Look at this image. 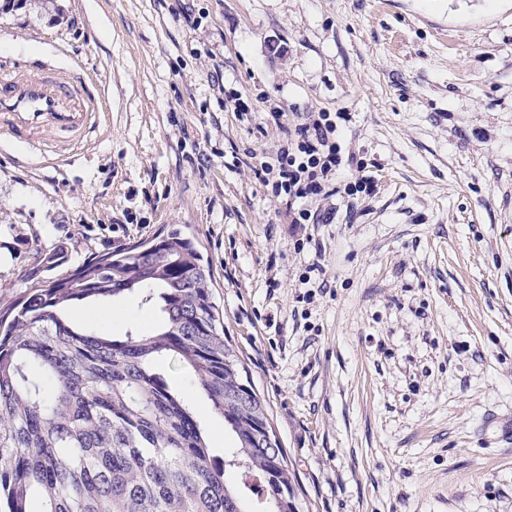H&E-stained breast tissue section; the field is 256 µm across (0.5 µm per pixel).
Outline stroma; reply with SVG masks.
Wrapping results in <instances>:
<instances>
[{
	"label": "stroma",
	"instance_id": "35a3bbf8",
	"mask_svg": "<svg viewBox=\"0 0 512 512\" xmlns=\"http://www.w3.org/2000/svg\"><path fill=\"white\" fill-rule=\"evenodd\" d=\"M74 61L109 120L48 161L0 137V308L55 249L194 237L300 512H512L484 427L512 419V0H0L1 68ZM310 112L348 113L376 189L292 224L254 169ZM70 316L160 319L133 295Z\"/></svg>",
	"mask_w": 512,
	"mask_h": 512
}]
</instances>
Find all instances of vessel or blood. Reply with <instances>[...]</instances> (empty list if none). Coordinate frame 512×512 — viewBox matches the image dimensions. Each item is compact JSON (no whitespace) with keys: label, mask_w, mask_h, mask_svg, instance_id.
Wrapping results in <instances>:
<instances>
[{"label":"vessel or blood","mask_w":512,"mask_h":512,"mask_svg":"<svg viewBox=\"0 0 512 512\" xmlns=\"http://www.w3.org/2000/svg\"><path fill=\"white\" fill-rule=\"evenodd\" d=\"M88 81L79 67L0 69V135L39 142L46 152L81 149L87 134L103 127L106 118V105L90 96Z\"/></svg>","instance_id":"b4317fda"}]
</instances>
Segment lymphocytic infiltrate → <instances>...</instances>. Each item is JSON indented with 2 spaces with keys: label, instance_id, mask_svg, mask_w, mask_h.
Returning a JSON list of instances; mask_svg holds the SVG:
<instances>
[{
  "label": "lymphocytic infiltrate",
  "instance_id": "lymphocytic-infiltrate-1",
  "mask_svg": "<svg viewBox=\"0 0 512 512\" xmlns=\"http://www.w3.org/2000/svg\"><path fill=\"white\" fill-rule=\"evenodd\" d=\"M337 130L330 113H314L296 124L287 146L278 149L273 161L262 162L257 169L259 180L269 184L273 197L284 205L289 223H327L328 214L312 209V202L341 193L354 196L373 192L374 185L364 174L365 162L343 154L336 140ZM351 167L361 171V178L339 184L342 171Z\"/></svg>",
  "mask_w": 512,
  "mask_h": 512
}]
</instances>
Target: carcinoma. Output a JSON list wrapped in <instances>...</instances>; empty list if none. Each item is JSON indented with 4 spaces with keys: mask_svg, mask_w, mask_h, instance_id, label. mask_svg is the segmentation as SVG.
I'll return each instance as SVG.
<instances>
[{
    "mask_svg": "<svg viewBox=\"0 0 512 512\" xmlns=\"http://www.w3.org/2000/svg\"><path fill=\"white\" fill-rule=\"evenodd\" d=\"M94 257L0 309V512H254L235 482L258 479L263 512H298L267 406L224 338L209 265L177 232ZM136 294L160 325L120 337L79 326L75 302ZM178 359L236 447L204 425L161 369Z\"/></svg>",
    "mask_w": 512,
    "mask_h": 512,
    "instance_id": "carcinoma-1",
    "label": "carcinoma"
}]
</instances>
